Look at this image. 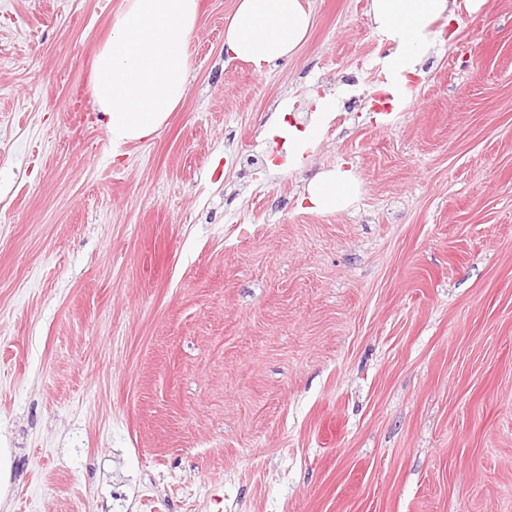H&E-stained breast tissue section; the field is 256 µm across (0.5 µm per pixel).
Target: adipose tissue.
Masks as SVG:
<instances>
[{"label":"adipose tissue","mask_w":512,"mask_h":512,"mask_svg":"<svg viewBox=\"0 0 512 512\" xmlns=\"http://www.w3.org/2000/svg\"><path fill=\"white\" fill-rule=\"evenodd\" d=\"M370 15L389 47L383 66L394 83H405L432 43L433 27L454 15L456 0H371ZM199 0H126L110 38L94 54L91 95L113 154L154 136L184 97L188 48ZM312 15L302 0H237L224 30V51L262 73L294 55L305 43ZM358 192L350 171L314 177L306 187L315 211L347 208Z\"/></svg>","instance_id":"1"}]
</instances>
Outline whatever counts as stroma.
<instances>
[{
  "instance_id": "1",
  "label": "stroma",
  "mask_w": 512,
  "mask_h": 512,
  "mask_svg": "<svg viewBox=\"0 0 512 512\" xmlns=\"http://www.w3.org/2000/svg\"><path fill=\"white\" fill-rule=\"evenodd\" d=\"M305 2L260 75L199 0L185 97L116 158L124 0H0V512H512V0H457L383 123L370 0ZM339 165L357 199L310 211Z\"/></svg>"
}]
</instances>
